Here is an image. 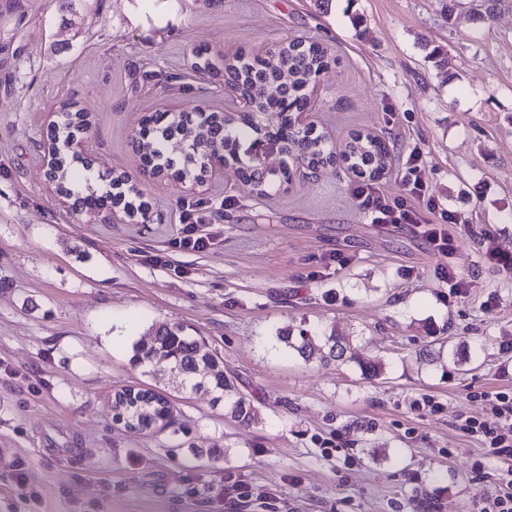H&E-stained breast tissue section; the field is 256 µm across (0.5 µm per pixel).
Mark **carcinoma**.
Segmentation results:
<instances>
[{
	"instance_id": "obj_1",
	"label": "carcinoma",
	"mask_w": 512,
	"mask_h": 512,
	"mask_svg": "<svg viewBox=\"0 0 512 512\" xmlns=\"http://www.w3.org/2000/svg\"><path fill=\"white\" fill-rule=\"evenodd\" d=\"M325 54L324 48L318 44L303 48L301 43L293 41L273 50L266 59L241 61L235 67L227 68L224 71V81L237 85L243 94L250 96L255 103L256 112H279L284 115L291 107L298 109L306 106L307 87L319 71L327 66ZM63 116L64 121L50 130V136L56 142L68 138L73 131L72 112L65 109ZM170 127L171 123L163 113L156 112L139 131L137 147L145 150L143 161L156 173L164 170V167L156 163L158 151H175L168 136ZM251 130L252 125L244 122L224 134V150L232 156L236 155L240 140L246 138ZM278 133L287 143V150L299 154L310 165L320 167L336 160L334 153L327 150L324 136H298L288 126L286 117L283 118ZM341 157L348 163L349 169L360 175L366 174L373 180L386 169L389 151L379 138L358 135L346 144ZM56 170V191L70 198L75 209L102 210L108 206V198L88 188L77 190L81 184V175L66 153L59 155ZM280 340L289 351L305 361L318 356L344 363L353 362L369 379L380 376L383 371V364L379 361H359L349 342L338 336L327 338L326 350L306 336L297 339L287 333ZM156 358L165 359L180 370L189 379L188 385L191 389H204L215 394V400L224 401L225 415L240 422L255 419L256 410L246 397L223 399L226 392L234 388L232 379L224 374V362H216L215 354L205 343L185 335L179 326L164 323L156 326L154 345L140 347L135 354V361L138 363L150 362ZM138 393L142 394L140 403H133L126 408L127 417L149 425L167 411L170 401L165 395L152 389H140Z\"/></svg>"
}]
</instances>
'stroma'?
Listing matches in <instances>:
<instances>
[{"label": "stroma", "mask_w": 512, "mask_h": 512, "mask_svg": "<svg viewBox=\"0 0 512 512\" xmlns=\"http://www.w3.org/2000/svg\"><path fill=\"white\" fill-rule=\"evenodd\" d=\"M479 0H0V512H480L502 462L459 431L481 393L512 390V8ZM294 39L326 49L310 120L344 150L386 142L376 187L404 192L418 154L426 195L464 221L451 253L412 224H377L345 166L306 174L278 145L244 163L288 168L259 194L229 166L190 188L152 174L133 146L159 110L233 112L224 62ZM212 62L203 75L195 54ZM86 113L94 183L142 194L123 224L72 214L44 178L49 113ZM205 251L176 247L186 217ZM467 278L452 297L441 274ZM175 324L224 362L257 410L230 419L180 388L167 361L134 362L151 327ZM349 337L376 379L289 355L283 332ZM467 346L476 360H420ZM124 387L166 391L174 421L113 419ZM437 413L416 411L422 396Z\"/></svg>", "instance_id": "stroma-1"}]
</instances>
